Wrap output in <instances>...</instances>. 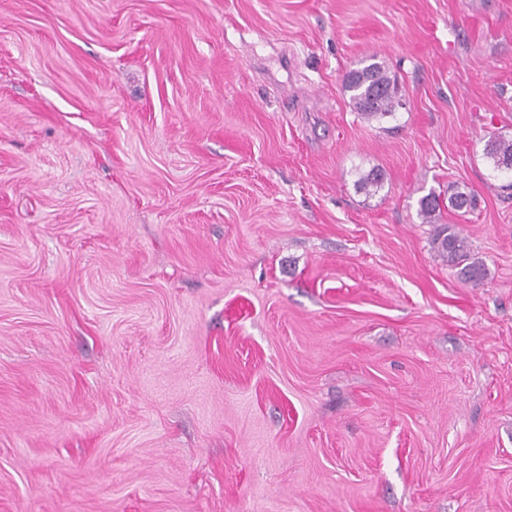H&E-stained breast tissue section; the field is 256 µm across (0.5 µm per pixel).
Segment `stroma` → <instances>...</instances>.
<instances>
[{
  "instance_id": "35a3bbf8",
  "label": "stroma",
  "mask_w": 512,
  "mask_h": 512,
  "mask_svg": "<svg viewBox=\"0 0 512 512\" xmlns=\"http://www.w3.org/2000/svg\"><path fill=\"white\" fill-rule=\"evenodd\" d=\"M493 133L512 0H0V512H512ZM345 91L350 92L354 111L362 119H382L394 115L397 89L382 62H372L351 70L345 78ZM476 196L471 191H461L459 186L448 187V206L441 195L432 193L420 200V214L426 224H437L441 212L451 207L454 210L467 212L475 206ZM444 231H448V234L436 239L439 257L449 266L460 268V274L467 282L479 283L484 278L485 271L478 262L472 261L465 264V261L468 260L467 240L449 225H446Z\"/></svg>"
}]
</instances>
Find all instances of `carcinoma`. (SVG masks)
I'll return each mask as SVG.
<instances>
[{
    "label": "carcinoma",
    "instance_id": "cac0c4a2",
    "mask_svg": "<svg viewBox=\"0 0 512 512\" xmlns=\"http://www.w3.org/2000/svg\"><path fill=\"white\" fill-rule=\"evenodd\" d=\"M345 91L350 93V102L361 118L370 121L394 115L397 101V89L394 81L381 62H372L351 70L345 78ZM484 155L490 159L495 169L508 170L506 162L512 163V138L493 135L485 142ZM383 174L372 168L359 175L356 189L373 195L381 189ZM476 196L472 192L460 190L458 186L448 187V199L434 193L420 200V214L426 224H436L441 212L450 207L457 211H468L475 206ZM446 235L437 238V251L443 262L460 268L461 276L473 284L484 278V268L478 262L467 261V240L454 231L451 226L444 228Z\"/></svg>",
    "mask_w": 512,
    "mask_h": 512
}]
</instances>
